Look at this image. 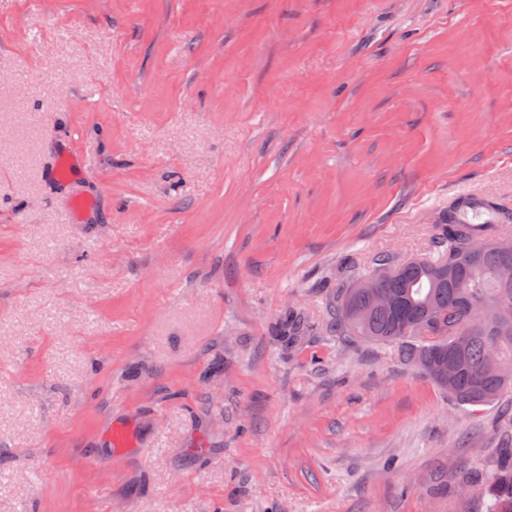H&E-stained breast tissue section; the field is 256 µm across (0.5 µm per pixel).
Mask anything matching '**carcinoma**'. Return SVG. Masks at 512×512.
<instances>
[{"mask_svg":"<svg viewBox=\"0 0 512 512\" xmlns=\"http://www.w3.org/2000/svg\"><path fill=\"white\" fill-rule=\"evenodd\" d=\"M448 251L440 259L396 261L381 254L372 268L389 266L393 275L379 291L390 304H374L372 290L352 289L357 274L336 290L330 328L338 336H357L370 343L392 345L398 354L462 406L494 401L512 389L492 365L490 350L512 363V334L503 335L512 320L493 301L512 297V280L500 278V267L512 264V254L494 248L497 236L471 224L441 225ZM302 318L285 314L279 335L295 336ZM488 483L485 512H512V465L488 478H472L466 485Z\"/></svg>","mask_w":512,"mask_h":512,"instance_id":"carcinoma-1","label":"carcinoma"}]
</instances>
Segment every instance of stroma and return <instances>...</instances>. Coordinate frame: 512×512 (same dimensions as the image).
Returning <instances> with one entry per match:
<instances>
[{
  "label": "stroma",
  "instance_id": "stroma-1",
  "mask_svg": "<svg viewBox=\"0 0 512 512\" xmlns=\"http://www.w3.org/2000/svg\"><path fill=\"white\" fill-rule=\"evenodd\" d=\"M0 73V512H484L512 393L330 303L456 194L512 210V0H0ZM45 181L69 192L70 209L74 214L87 209L92 200L80 189L79 177L72 158L67 154H59L50 168L44 170Z\"/></svg>",
  "mask_w": 512,
  "mask_h": 512
}]
</instances>
